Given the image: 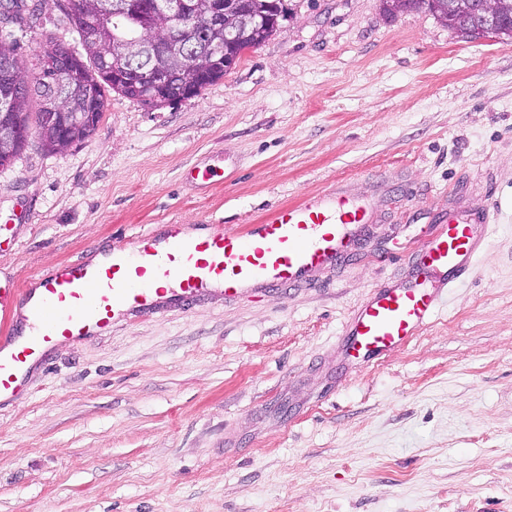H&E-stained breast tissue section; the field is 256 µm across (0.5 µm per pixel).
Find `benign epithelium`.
<instances>
[{
	"instance_id": "obj_1",
	"label": "benign epithelium",
	"mask_w": 512,
	"mask_h": 512,
	"mask_svg": "<svg viewBox=\"0 0 512 512\" xmlns=\"http://www.w3.org/2000/svg\"><path fill=\"white\" fill-rule=\"evenodd\" d=\"M129 7L147 10L165 18L166 35L150 43L140 41L132 47L133 57H112V77L118 81L143 84V98L149 101L166 100L172 97L196 96L206 82L211 69L221 66L232 69L239 59V44L252 33L278 27L281 17L280 0H206L208 25L215 30H224V40L208 41L200 50L201 60L189 71L167 68L165 62L184 48L190 32L193 4L189 0H125ZM461 12L473 13L478 22L472 31L477 39L499 33V22L512 14V0H458ZM36 81L54 90L66 86L77 89L74 72L58 61L57 52L44 55L43 67ZM18 104L17 77L14 74L0 76V143L15 139L18 128L11 120V113ZM49 119L58 125L61 139L60 150L75 145L68 136L74 123H89L93 116L88 112L63 115L52 106H47Z\"/></svg>"
}]
</instances>
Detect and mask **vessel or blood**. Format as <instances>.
Masks as SVG:
<instances>
[{
  "instance_id": "1",
  "label": "vessel or blood",
  "mask_w": 512,
  "mask_h": 512,
  "mask_svg": "<svg viewBox=\"0 0 512 512\" xmlns=\"http://www.w3.org/2000/svg\"><path fill=\"white\" fill-rule=\"evenodd\" d=\"M493 213L490 206L477 216L452 212L438 233L427 234L407 280L377 287L346 323L345 356L378 359L426 327L483 251ZM371 221L368 203L340 191L312 195L242 233L214 224L190 236L168 224L142 235L133 252L109 249L98 264L60 263L23 287L0 285V402L25 395L30 370L58 345L104 331L119 317L149 316L169 301L190 304L216 286L232 297L307 281L343 257Z\"/></svg>"
}]
</instances>
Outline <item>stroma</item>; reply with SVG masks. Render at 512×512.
Segmentation results:
<instances>
[{
  "label": "stroma",
  "instance_id": "obj_1",
  "mask_svg": "<svg viewBox=\"0 0 512 512\" xmlns=\"http://www.w3.org/2000/svg\"><path fill=\"white\" fill-rule=\"evenodd\" d=\"M259 48L156 109L112 93L93 135L0 168V281L166 224L240 230L340 188L358 249L309 282L121 318L0 403V512H512V40L380 0H285ZM27 77L77 46L56 0L15 31ZM211 167L205 183L192 171ZM498 199L432 323L373 365L351 315L424 226Z\"/></svg>",
  "mask_w": 512,
  "mask_h": 512
}]
</instances>
